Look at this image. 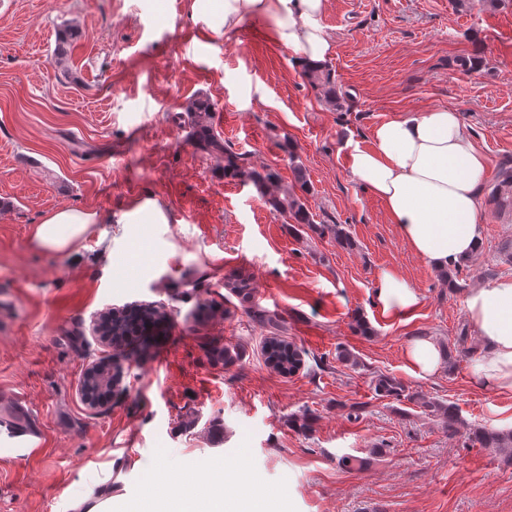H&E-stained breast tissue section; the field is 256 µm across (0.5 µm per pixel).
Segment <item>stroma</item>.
<instances>
[{"instance_id": "1", "label": "stroma", "mask_w": 512, "mask_h": 512, "mask_svg": "<svg viewBox=\"0 0 512 512\" xmlns=\"http://www.w3.org/2000/svg\"><path fill=\"white\" fill-rule=\"evenodd\" d=\"M0 6V394L28 403L41 448L5 452L0 512H72L112 484V512H143L185 471L224 464L225 499L250 478L247 512H512V460L473 444L471 428L512 430V396L479 387L480 349L463 297L512 274V208L484 202L483 242L455 286L426 267L381 203L352 180L346 145L372 127L435 108L458 112L489 162L483 193L512 166V0H327L322 24L344 110L321 102L295 54L264 20L232 38L193 0H8ZM77 34L61 41L68 28ZM484 58L464 72L462 59ZM197 97L215 104L225 147L294 183L312 225L270 212L253 184L226 178L224 160L197 152L180 125ZM153 201L164 220L136 205ZM97 212L77 250L35 247L51 211ZM319 224H340L345 249ZM143 252H135V244ZM423 296L403 320L373 304L381 270ZM248 279L259 308L303 366L265 363L270 329L245 313L227 279ZM152 303L163 335L113 349L92 333L102 312ZM373 329L364 336L354 316ZM435 340L452 359L425 379L404 350ZM238 352L225 364L224 346ZM103 357L122 384L100 407L79 384ZM394 377L380 397L374 376ZM457 406L448 436L429 402ZM343 456L359 466L340 464Z\"/></svg>"}]
</instances>
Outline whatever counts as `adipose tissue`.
<instances>
[{
  "label": "adipose tissue",
  "mask_w": 512,
  "mask_h": 512,
  "mask_svg": "<svg viewBox=\"0 0 512 512\" xmlns=\"http://www.w3.org/2000/svg\"><path fill=\"white\" fill-rule=\"evenodd\" d=\"M205 8L214 32L227 36L243 19L270 20L275 42L298 53L300 63L325 62L334 51L322 26L326 0H207ZM486 171L487 159L457 112L443 108L380 122L369 147L349 150L351 178L381 202L411 251L436 271L478 253ZM98 221L96 212L62 207L36 227L33 241L47 250H71ZM374 301L385 317L398 319L416 311L422 296L398 271L386 269ZM463 308L482 344L474 380L489 392L512 394V275L471 289Z\"/></svg>",
  "instance_id": "1"
}]
</instances>
